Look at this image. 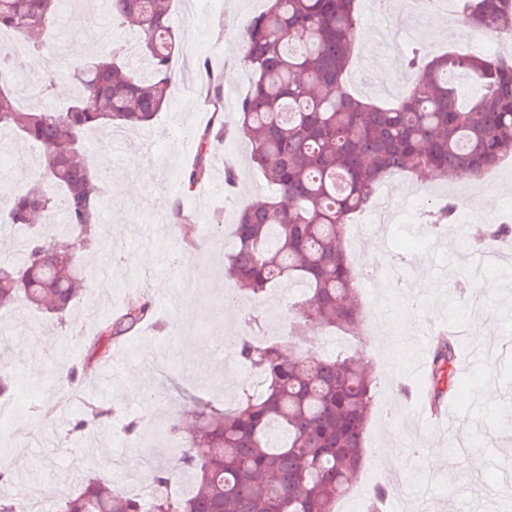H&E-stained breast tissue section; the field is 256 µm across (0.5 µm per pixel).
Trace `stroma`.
<instances>
[{"label": "stroma", "mask_w": 512, "mask_h": 512, "mask_svg": "<svg viewBox=\"0 0 512 512\" xmlns=\"http://www.w3.org/2000/svg\"><path fill=\"white\" fill-rule=\"evenodd\" d=\"M99 0H84L64 17L54 35L55 49L36 58V80H52L50 105H66L78 89L67 69L103 52L107 41L96 33L111 28ZM194 0H175L172 23L182 45L196 43V57L180 55L169 105L144 130L124 133L123 159L112 156V136L87 137V156L110 154L109 179L103 184L106 202L97 247L87 250L86 287L64 323L50 320L23 302L0 310V343L9 348L15 383L7 398L14 404L0 419V463L17 470L16 483L0 491L19 500L37 499L44 512H57L83 479L100 475L120 480L137 468L150 481L152 463L179 470L174 454H149L148 447L129 441L116 447L114 431L123 421L141 417L165 427L170 416L193 420L195 401L232 404V391L245 378L241 366H227L230 344L243 331L244 313L252 307L239 296V317L221 326L224 292L234 283L224 273L225 254L232 239L227 231L239 210L267 196L271 189L251 166L243 139L213 150L207 183L185 187L182 173L195 156V134L211 121L212 108L194 91L199 64L208 63L220 79L224 119L234 123L251 74L238 50L237 33L263 10L264 0H219L209 16H193ZM399 0H360L357 34L374 35L372 54L357 50L347 72L350 91L392 103L406 91L404 57L420 44L430 53L469 49L471 28L449 18L446 9L427 15L399 17ZM87 34L71 39L74 28ZM188 124V137L168 136L171 122ZM151 142L152 159L138 147ZM237 170L238 190L232 202L209 193L223 183L225 163ZM51 189L39 154L16 140L0 150V196L32 184ZM389 194L395 213L382 234L365 235L348 253L362 279L358 286L364 320L356 337L342 338L334 329H319L314 337L321 350L364 356L374 377L370 419L366 429L367 460L352 486L358 494L356 512H367L369 493L377 486L400 485L387 512H512V274L503 268L482 282L470 283L465 296L457 288L475 267L471 236L476 225L512 212V157L504 158L483 180L465 186L456 178L414 181L396 173L379 186ZM475 195L478 208L469 221L434 229L425 214L443 199ZM180 200L198 223L223 225L220 233L198 236L186 244L169 232V211ZM374 264H366V256ZM132 293L155 304L153 321L130 340L110 348V359L84 368L82 337L98 333L101 322L119 309ZM54 343L39 348L46 333ZM458 333L456 385L448 402L455 412L452 431L415 420L427 387L425 365L442 334ZM493 344V355L471 362L473 349ZM76 369L75 387L63 385L58 374ZM147 390L148 398L138 397ZM96 398L112 408L108 424L66 437L84 398ZM43 413H30L32 404ZM402 457L399 473L385 468L386 449Z\"/></svg>", "instance_id": "stroma-1"}]
</instances>
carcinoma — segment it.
Segmentation results:
<instances>
[{
  "label": "carcinoma",
  "instance_id": "carcinoma-1",
  "mask_svg": "<svg viewBox=\"0 0 512 512\" xmlns=\"http://www.w3.org/2000/svg\"><path fill=\"white\" fill-rule=\"evenodd\" d=\"M65 0H0V34L20 40L21 54L0 51V131L40 150L42 165L60 196L34 184L10 196L0 230L19 247L0 254V308L21 300L63 321L79 299L85 278L82 253L98 243L104 193L83 160L91 129L150 126L168 103L180 38L171 22L174 0H106L112 25L140 36L139 52L150 66L142 78L125 63L126 40L112 39L94 61L73 67L79 86L62 111L18 106L31 54L48 50L44 34L62 17ZM358 0H269L242 28L238 42L252 72L250 89L228 128L219 116L218 78L209 77L206 98L216 116L199 137L195 162L184 172L188 188L210 174L211 151L235 132L249 139L253 167L275 193L238 212L227 270L238 290L259 298L280 282L304 291L295 302L299 321L291 334L334 328L355 335L362 323L355 302L358 276L345 248L352 215L372 201L393 172L423 182L427 174L474 178L512 155V61L455 51L431 57L412 50L410 90L391 105L347 90L358 24ZM462 21L477 31L507 30L512 0H461ZM475 84L467 99L460 80ZM459 206L441 200L432 216L440 226L455 221ZM61 214V235L75 238L74 253L49 250L35 221ZM172 218L185 234L194 216L178 202ZM512 233L486 224L475 243L489 250ZM154 317L151 301L128 297L86 342L91 357H106L109 344ZM269 313L254 308L245 333L234 341L240 364L260 375L246 383L228 408L202 403L197 426L180 437L177 419L161 432L181 455L188 493L173 489L176 476L154 469V497L144 502L105 478L88 480L61 512H336L366 454L365 430L373 377L360 355L295 357L277 339L255 338ZM458 347L437 343L430 363L426 406L443 404L440 382L454 377ZM99 402L79 411L71 432L97 427L108 415Z\"/></svg>",
  "mask_w": 512,
  "mask_h": 512
}]
</instances>
